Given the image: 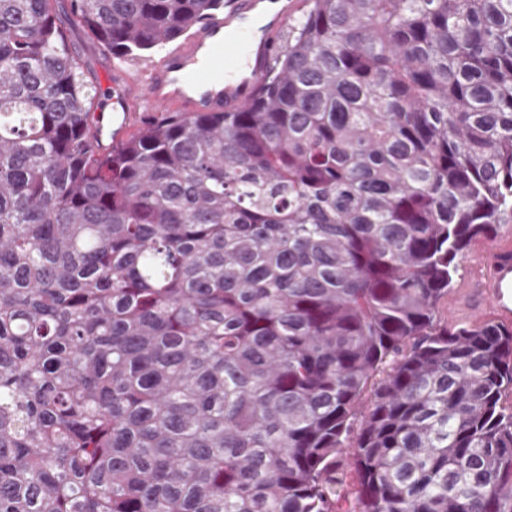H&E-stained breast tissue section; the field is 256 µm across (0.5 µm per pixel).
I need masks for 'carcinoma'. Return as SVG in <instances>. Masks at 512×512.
<instances>
[{
	"instance_id": "carcinoma-1",
	"label": "carcinoma",
	"mask_w": 512,
	"mask_h": 512,
	"mask_svg": "<svg viewBox=\"0 0 512 512\" xmlns=\"http://www.w3.org/2000/svg\"><path fill=\"white\" fill-rule=\"evenodd\" d=\"M53 2L0 0V512H339L340 456L347 512H512V329L437 319L512 217V0H311L102 154ZM70 10L123 58L224 0ZM337 473V476L343 481V484L340 487L341 499L338 505L340 510H347L353 502L356 481L355 474L344 456L339 459V468L337 469ZM344 496H346L345 499L343 498Z\"/></svg>"
}]
</instances>
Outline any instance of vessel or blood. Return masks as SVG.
<instances>
[{
  "label": "vessel or blood",
  "mask_w": 512,
  "mask_h": 512,
  "mask_svg": "<svg viewBox=\"0 0 512 512\" xmlns=\"http://www.w3.org/2000/svg\"><path fill=\"white\" fill-rule=\"evenodd\" d=\"M296 0H230L223 16L205 21L155 64L144 85L131 94L155 112H233L258 93L277 49V39L297 10ZM118 95L109 116H98L97 149L111 150L128 127L131 114ZM466 285L484 300L492 316L512 325V247L490 244Z\"/></svg>",
  "instance_id": "1"
}]
</instances>
